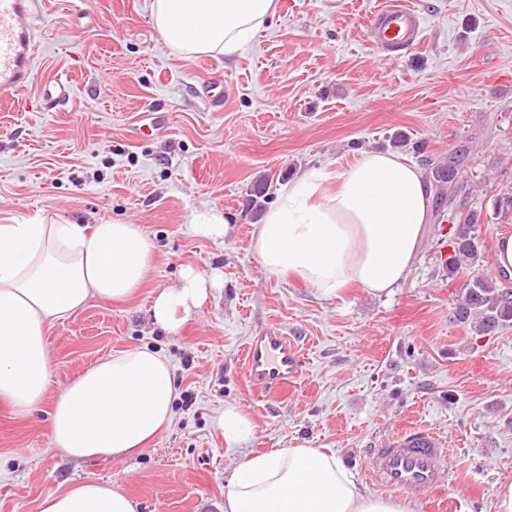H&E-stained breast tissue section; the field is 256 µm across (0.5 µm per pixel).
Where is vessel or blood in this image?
<instances>
[{
    "mask_svg": "<svg viewBox=\"0 0 512 512\" xmlns=\"http://www.w3.org/2000/svg\"><path fill=\"white\" fill-rule=\"evenodd\" d=\"M425 21L406 0H382L373 12L365 38L379 53L392 57L421 43ZM37 48L33 0H0V106L57 112L72 106L69 79L58 77L38 85L34 101L22 94L33 85L32 63ZM245 378L256 393L279 392L298 379L305 355L280 326L252 337L244 350ZM367 474L387 493L422 500L453 481L450 452L434 433L414 431L386 439L367 452Z\"/></svg>",
    "mask_w": 512,
    "mask_h": 512,
    "instance_id": "obj_1",
    "label": "vessel or blood"
}]
</instances>
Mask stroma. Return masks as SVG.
Listing matches in <instances>:
<instances>
[{"mask_svg": "<svg viewBox=\"0 0 512 512\" xmlns=\"http://www.w3.org/2000/svg\"><path fill=\"white\" fill-rule=\"evenodd\" d=\"M379 2L277 0L241 53L186 59L165 47L153 0H38L35 80L69 77L77 108L0 113V217L139 224L155 258L128 302L90 301L49 329L52 376L37 408L0 400V512H39L45 494L80 480L112 482L139 512H224L241 453L300 443L334 451L366 488L368 449L413 428L450 448L457 512H493L512 482V326L483 335L454 322L469 274L449 275L440 259L447 213L430 216L409 276L388 296L351 288L324 300L263 272L252 248L245 202L257 178L268 177L273 200L296 175L392 150L402 132L400 156L426 171L464 150L456 200L481 218L472 272L493 273L494 243L512 234V209L498 204L512 194V0H408L425 37L399 59L365 42ZM210 72L235 90L220 112L195 92ZM159 103L165 127L137 139L139 115ZM214 214L229 223L224 238L193 231ZM185 267L220 273L224 285L169 335L153 326L151 299ZM269 325L286 327L307 358L285 397L245 380L243 348ZM141 346L175 369L170 428L135 456L53 451L59 391L99 358ZM228 405L253 425L238 448L224 444Z\"/></svg>", "mask_w": 512, "mask_h": 512, "instance_id": "1", "label": "stroma"}]
</instances>
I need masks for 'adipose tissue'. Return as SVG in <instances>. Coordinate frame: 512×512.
I'll use <instances>...</instances> for the list:
<instances>
[{
  "instance_id": "ef3b65f1",
  "label": "adipose tissue",
  "mask_w": 512,
  "mask_h": 512,
  "mask_svg": "<svg viewBox=\"0 0 512 512\" xmlns=\"http://www.w3.org/2000/svg\"><path fill=\"white\" fill-rule=\"evenodd\" d=\"M277 0H155L153 22L180 56L233 55L272 19ZM430 185L389 151H366L333 172L283 185L261 215L253 246L264 272L290 276L328 299L345 288L391 293L424 238ZM154 247L141 225L76 224L44 216L0 219V398L28 412L48 389V328L89 300L124 302L144 283ZM220 274L181 271L156 291L153 324L178 333L201 310ZM168 357L146 347L98 359L60 391L49 418L53 450L72 460L142 452L174 418ZM118 486L83 482L51 492L40 512H138ZM224 512H407L359 487L341 459L303 444L243 455L224 492Z\"/></svg>"
}]
</instances>
